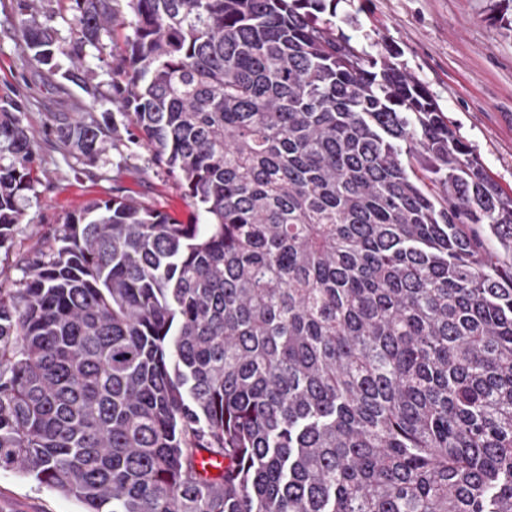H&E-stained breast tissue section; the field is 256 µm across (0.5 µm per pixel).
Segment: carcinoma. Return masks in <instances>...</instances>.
I'll return each instance as SVG.
<instances>
[{
	"label": "carcinoma",
	"instance_id": "obj_1",
	"mask_svg": "<svg viewBox=\"0 0 512 512\" xmlns=\"http://www.w3.org/2000/svg\"><path fill=\"white\" fill-rule=\"evenodd\" d=\"M22 0L27 59L125 131L207 223L126 196L0 282V469L81 512H512V194L328 0ZM58 56L72 62L65 71ZM0 104V250L36 152ZM109 48L102 55L94 50H88L85 57V67L91 75L90 85L97 87L98 91L105 94L110 89L112 83V72L107 62L110 61L108 56Z\"/></svg>",
	"mask_w": 512,
	"mask_h": 512
}]
</instances>
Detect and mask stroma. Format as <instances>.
<instances>
[{
  "label": "stroma",
  "mask_w": 512,
  "mask_h": 512,
  "mask_svg": "<svg viewBox=\"0 0 512 512\" xmlns=\"http://www.w3.org/2000/svg\"><path fill=\"white\" fill-rule=\"evenodd\" d=\"M19 0H0V101L27 102L23 123L37 161L30 191L19 200L21 230L0 277L22 276L20 260L65 214L92 199L122 193L182 222L205 223L203 212L149 160L121 138L95 160L59 144L54 117L99 113L92 96L31 64L19 48ZM493 0H336V27L351 36L364 59H396L426 87L448 123L487 173L512 192V30L491 24ZM79 504L15 471H0V512H79Z\"/></svg>",
  "instance_id": "stroma-1"
}]
</instances>
